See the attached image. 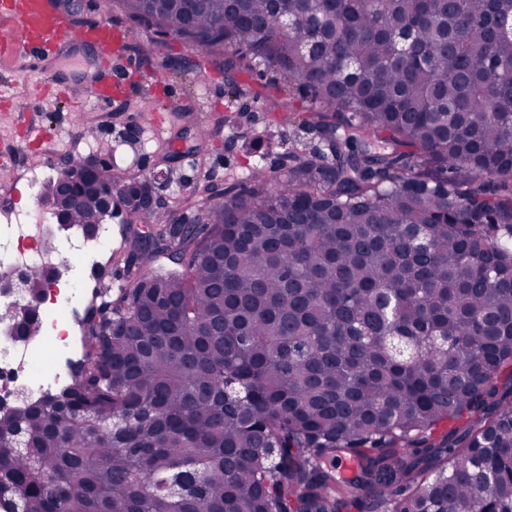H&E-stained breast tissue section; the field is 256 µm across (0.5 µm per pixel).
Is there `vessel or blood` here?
<instances>
[{
  "instance_id": "b4317fda",
  "label": "vessel or blood",
  "mask_w": 512,
  "mask_h": 512,
  "mask_svg": "<svg viewBox=\"0 0 512 512\" xmlns=\"http://www.w3.org/2000/svg\"><path fill=\"white\" fill-rule=\"evenodd\" d=\"M0 18L20 33L19 39L8 43V55L25 60L34 70L52 71L53 88L63 92L69 89V82L61 74L62 64L72 59L74 46L80 43L107 58L87 85L90 96L105 105L126 95L124 79L111 65L128 39L125 31L104 23L73 31L54 0H0Z\"/></svg>"
}]
</instances>
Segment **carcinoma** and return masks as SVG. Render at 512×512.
I'll use <instances>...</instances> for the list:
<instances>
[{
  "instance_id": "1",
  "label": "carcinoma",
  "mask_w": 512,
  "mask_h": 512,
  "mask_svg": "<svg viewBox=\"0 0 512 512\" xmlns=\"http://www.w3.org/2000/svg\"><path fill=\"white\" fill-rule=\"evenodd\" d=\"M120 2L281 72L329 153L133 235L71 385L0 410L5 512H512V0ZM140 181L114 204L151 224ZM81 193L42 189L102 223ZM0 315L38 335L33 300Z\"/></svg>"
}]
</instances>
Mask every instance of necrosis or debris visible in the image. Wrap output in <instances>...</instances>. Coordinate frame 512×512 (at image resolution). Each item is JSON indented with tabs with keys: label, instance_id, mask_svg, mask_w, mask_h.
<instances>
[{
	"label": "necrosis or debris",
	"instance_id": "necrosis-or-debris-1",
	"mask_svg": "<svg viewBox=\"0 0 512 512\" xmlns=\"http://www.w3.org/2000/svg\"><path fill=\"white\" fill-rule=\"evenodd\" d=\"M46 228L42 211L30 214L24 224H0V233L10 238L8 251L0 252V276L15 279L34 267L49 269L68 254L91 262L112 248V227L100 224L90 236L56 234L49 252L43 242ZM84 295L80 279L55 277L36 294V305L45 318L41 335L17 339L11 327L0 329V408L9 409L22 393L39 402L71 383L72 370L65 361L75 347L73 319Z\"/></svg>",
	"mask_w": 512,
	"mask_h": 512
}]
</instances>
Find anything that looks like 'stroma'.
Wrapping results in <instances>:
<instances>
[{"mask_svg": "<svg viewBox=\"0 0 512 512\" xmlns=\"http://www.w3.org/2000/svg\"><path fill=\"white\" fill-rule=\"evenodd\" d=\"M57 2L72 17L75 29L107 22L128 31L122 71L131 97L103 106L85 93L82 83L98 64L95 50L89 47L78 49L83 71L72 75L73 87L64 102L55 96L33 98L42 75L25 62L0 54V143L18 145L11 178L14 194L0 199V213L37 209V195L29 187L33 176L58 174L63 158L91 151L121 174L149 179L158 171L166 172L167 181L160 189L163 224L193 216L195 187L245 184L258 168L284 170L293 155L326 153L319 130L307 123L312 111L309 97L288 89L279 75L260 68L224 74L177 38L129 19L118 0ZM145 43L155 48L151 61L164 75V86L152 85L138 67ZM236 83L247 85L249 95L233 99L230 90ZM275 97L290 98L291 108L267 110L264 100ZM156 105L170 109L161 134L147 121ZM21 112L35 113L37 132L18 123ZM197 125L211 132L201 149L193 133Z\"/></svg>", "mask_w": 512, "mask_h": 512, "instance_id": "1", "label": "stroma"}]
</instances>
